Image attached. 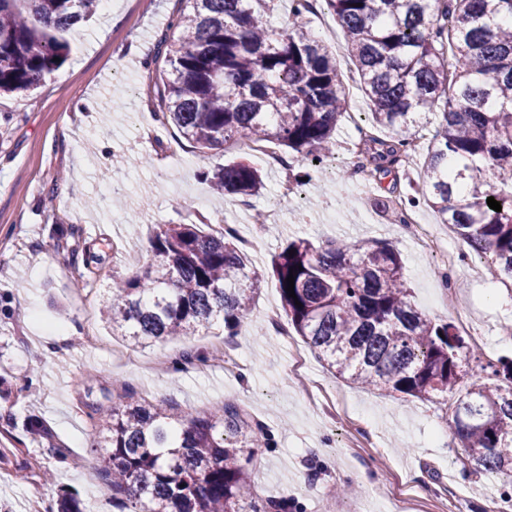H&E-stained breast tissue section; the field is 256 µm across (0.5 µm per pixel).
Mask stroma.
<instances>
[{
  "label": "stroma",
  "instance_id": "stroma-1",
  "mask_svg": "<svg viewBox=\"0 0 512 512\" xmlns=\"http://www.w3.org/2000/svg\"><path fill=\"white\" fill-rule=\"evenodd\" d=\"M177 0H109L71 35L64 65L29 95L0 97V512H57L64 492L83 507L115 512L100 478L94 441L128 392L173 401L186 413L232 404L269 442L257 463L271 497L303 512H488L512 493L463 472L452 420L436 405L382 396L333 377L314 355L296 369L278 329L286 325L271 262L286 240L388 241L400 254L415 304L452 321L447 278L418 253L391 201L418 180L420 163L369 180L351 176L356 123H368L364 96L356 118H341L336 152L309 176L252 159L264 187L252 196L212 195L200 177L242 160L226 148L198 149L154 119L145 85L156 71L157 41ZM353 72L346 39L326 5L306 17ZM301 195L282 201L278 183ZM277 225L256 223L270 208ZM227 213L261 275L249 320L236 336L214 328L181 341L138 347L112 336L100 318L106 279L82 287L90 248L104 271L129 276L151 259L148 236L160 224H202L218 233ZM456 279L459 297L485 321L486 343L469 348L468 373L490 375L485 357L512 358V293L484 259L470 256ZM168 356L164 373L143 360Z\"/></svg>",
  "mask_w": 512,
  "mask_h": 512
}]
</instances>
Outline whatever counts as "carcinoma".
I'll use <instances>...</instances> for the list:
<instances>
[{
    "label": "carcinoma",
    "mask_w": 512,
    "mask_h": 512,
    "mask_svg": "<svg viewBox=\"0 0 512 512\" xmlns=\"http://www.w3.org/2000/svg\"><path fill=\"white\" fill-rule=\"evenodd\" d=\"M159 46L155 120L201 149L257 138L312 166L333 155L348 108L336 59L291 0L288 30L270 18L279 0H178ZM346 37L370 106L374 170L388 174L400 146L434 129L407 204L430 205L489 271L512 281V0H323ZM100 0H0V94L39 88L71 52L68 33ZM202 178L218 195H255L260 172L244 161ZM500 202L489 208L487 198ZM237 230L197 224L155 228V263L112 279L100 314L134 345L185 339L248 319L260 275ZM294 254H289V251ZM282 308L331 373L353 384L442 405L470 473L512 478V360L497 382L463 378L468 346L453 325L412 301L399 253L386 242L306 239L272 259ZM294 277L296 298L287 292ZM97 447L100 473L122 512H295L263 497L253 462L260 439L234 405L186 414L133 394L112 409Z\"/></svg>",
    "instance_id": "cac0c4a2"
}]
</instances>
